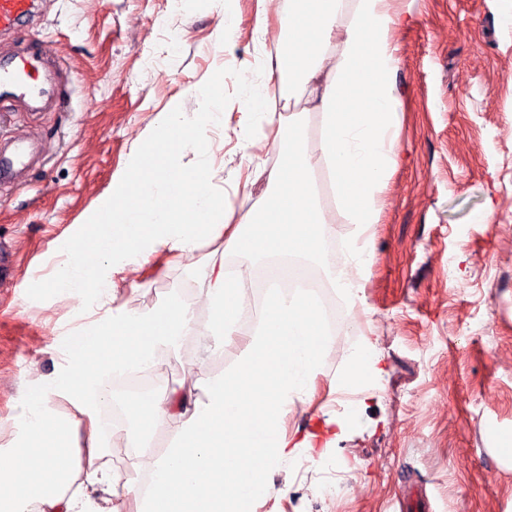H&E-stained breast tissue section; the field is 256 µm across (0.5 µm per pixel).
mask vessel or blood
Listing matches in <instances>:
<instances>
[{
    "label": "vessel or blood",
    "instance_id": "vessel-or-blood-1",
    "mask_svg": "<svg viewBox=\"0 0 512 512\" xmlns=\"http://www.w3.org/2000/svg\"><path fill=\"white\" fill-rule=\"evenodd\" d=\"M34 16V0H0V35H12ZM67 81L55 60L52 45L33 42L0 51V107L16 104L39 110L41 104H61ZM33 154L31 146L11 143L0 147V188L13 184L20 166Z\"/></svg>",
    "mask_w": 512,
    "mask_h": 512
}]
</instances>
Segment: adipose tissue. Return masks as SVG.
Listing matches in <instances>:
<instances>
[{
    "mask_svg": "<svg viewBox=\"0 0 512 512\" xmlns=\"http://www.w3.org/2000/svg\"><path fill=\"white\" fill-rule=\"evenodd\" d=\"M402 18L396 0H288L272 50L245 79L250 89L245 110L278 125L277 163L266 175L273 195L239 224L224 222V198L215 190L218 168L203 163L189 178L173 176L163 162L168 143L162 140L137 151L117 188L100 200L90 227L101 241L98 250L86 251L80 236L66 244L54 288L78 297L96 289L101 307L114 295V268L139 266L167 251L191 252L205 238L223 239L228 254L281 260L275 292L248 345L235 365L207 379L205 400L159 391L130 408L128 418L138 424L142 439L162 421L173 432L170 447L154 464L143 512H235L273 493L267 470L300 451L311 460L324 457L337 434L347 431V418L331 415L304 433H283L286 416L311 403L329 343L315 303L289 291L288 284L298 273L296 259L319 255L328 235L316 173H324L341 212L361 230L379 221L377 197L392 162L399 106L398 59L389 33ZM273 77L287 80L289 95L304 97L321 114L317 146L286 134L302 123V113L280 118L269 110L261 82ZM372 261L364 244L354 247L351 265L333 270L331 284L349 306L362 300L355 271ZM250 277L245 269L229 278L220 259L207 265L198 298L210 310L207 333L216 346L237 333V318L249 303ZM192 320L185 305L138 315L120 312L94 323L95 355L76 350L73 363L46 384L49 392L70 400L81 421L56 417L43 396L29 398L22 437L0 465V496L31 512H121L106 496L112 474L101 461L89 399L109 372L159 368L163 348L189 330ZM382 373L380 355L366 339L352 351L337 388L356 395ZM82 436L88 447H79Z\"/></svg>",
    "mask_w": 512,
    "mask_h": 512,
    "instance_id": "ef3b65f1",
    "label": "adipose tissue"
}]
</instances>
